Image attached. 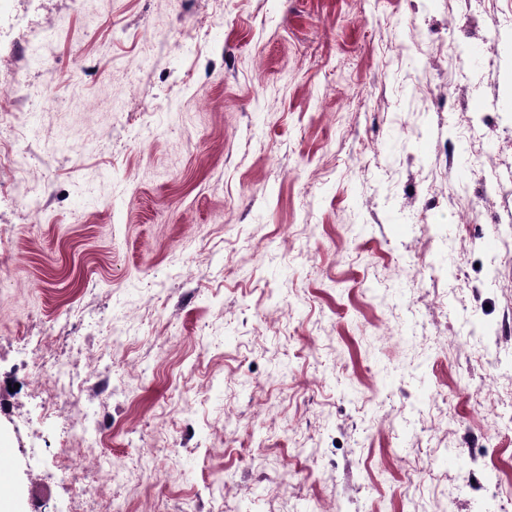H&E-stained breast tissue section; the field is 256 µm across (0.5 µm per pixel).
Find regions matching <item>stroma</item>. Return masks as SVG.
I'll list each match as a JSON object with an SVG mask.
<instances>
[{
    "instance_id": "obj_1",
    "label": "stroma",
    "mask_w": 512,
    "mask_h": 512,
    "mask_svg": "<svg viewBox=\"0 0 512 512\" xmlns=\"http://www.w3.org/2000/svg\"><path fill=\"white\" fill-rule=\"evenodd\" d=\"M493 19L512 33V0H12L0 102L37 129L42 204L0 164L10 512L512 494V43ZM469 117L461 176L445 160ZM49 355L110 384L111 444L87 450V396L24 387ZM89 452L121 465L93 500L73 492Z\"/></svg>"
}]
</instances>
